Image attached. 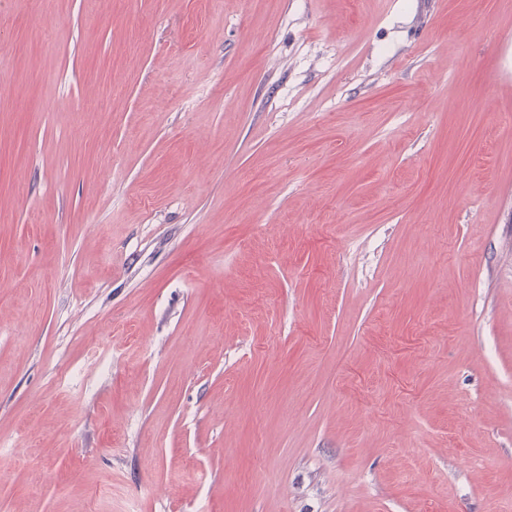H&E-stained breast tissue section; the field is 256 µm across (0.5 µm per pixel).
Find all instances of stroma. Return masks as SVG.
Here are the masks:
<instances>
[{
	"instance_id": "1",
	"label": "stroma",
	"mask_w": 512,
	"mask_h": 512,
	"mask_svg": "<svg viewBox=\"0 0 512 512\" xmlns=\"http://www.w3.org/2000/svg\"><path fill=\"white\" fill-rule=\"evenodd\" d=\"M0 53V512H512V0H0Z\"/></svg>"
}]
</instances>
